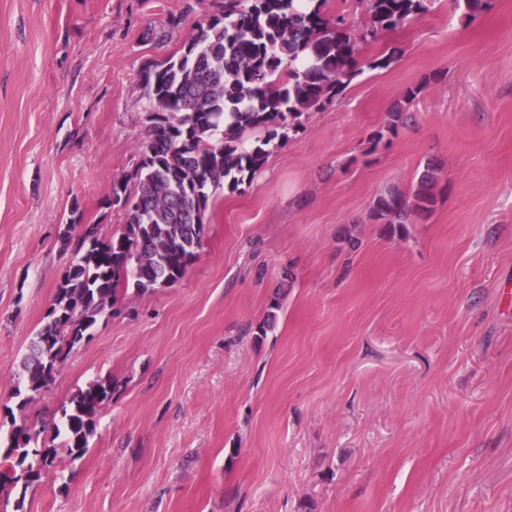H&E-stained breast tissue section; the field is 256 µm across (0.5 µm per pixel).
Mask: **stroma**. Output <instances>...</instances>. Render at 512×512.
Returning a JSON list of instances; mask_svg holds the SVG:
<instances>
[{"mask_svg":"<svg viewBox=\"0 0 512 512\" xmlns=\"http://www.w3.org/2000/svg\"><path fill=\"white\" fill-rule=\"evenodd\" d=\"M220 3L0 0V409L77 259L72 208L126 223L106 198L141 164L145 66ZM359 66L288 140L247 133L265 162L213 195L184 277L73 348L29 425L52 437L90 382L112 397L0 512H512V0H430ZM430 162L432 211L371 218Z\"/></svg>","mask_w":512,"mask_h":512,"instance_id":"stroma-1","label":"stroma"}]
</instances>
